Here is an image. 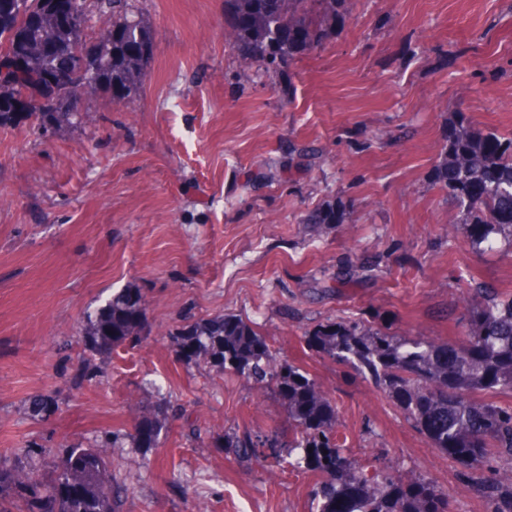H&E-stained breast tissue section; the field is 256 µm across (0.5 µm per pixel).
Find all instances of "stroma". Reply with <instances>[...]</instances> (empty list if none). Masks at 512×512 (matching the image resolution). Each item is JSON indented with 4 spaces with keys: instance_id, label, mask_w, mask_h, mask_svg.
<instances>
[{
    "instance_id": "obj_1",
    "label": "stroma",
    "mask_w": 512,
    "mask_h": 512,
    "mask_svg": "<svg viewBox=\"0 0 512 512\" xmlns=\"http://www.w3.org/2000/svg\"><path fill=\"white\" fill-rule=\"evenodd\" d=\"M133 6L154 52L130 96L86 98L45 137L0 128V461L33 444L47 472L65 446L112 434L123 512H309L315 475L224 446L287 430L284 404L169 341L181 322L236 315L330 395L359 465L424 475L455 512H483L447 454L303 334L359 318L448 342L471 281L512 294V255L449 231L432 180L458 116L512 136V0H347L288 77L240 60L224 0ZM329 201L344 221L320 234L306 218ZM125 288L143 295L139 341L88 356L86 313ZM86 356L98 371L81 380ZM39 397L55 405L37 417ZM158 403L159 446L131 447L133 408Z\"/></svg>"
}]
</instances>
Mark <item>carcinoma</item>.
<instances>
[{
	"mask_svg": "<svg viewBox=\"0 0 512 512\" xmlns=\"http://www.w3.org/2000/svg\"><path fill=\"white\" fill-rule=\"evenodd\" d=\"M347 0H224L232 47L244 60H258L280 72L309 54L336 31ZM99 14L112 17V41H86L55 24L64 11L88 13L86 0H0V59L14 70L0 78V127H15L32 116L49 132L78 116L72 95L93 84L123 99L134 91L152 55L150 30L130 10V0H97ZM35 103L32 113L23 104ZM433 181L448 193L459 223L477 251L512 250V137L490 128L459 124L434 168ZM308 224H339L336 204L312 212ZM480 300L469 310L461 336L439 342L398 336L367 321H328L306 335L317 353L348 365L392 400L431 445L459 465L465 487L479 493L484 512H512V406L493 399L512 395V295L476 286ZM137 315H132L133 309ZM142 296L125 288L86 315L88 351L110 354L141 334ZM182 360H200L223 374H235L258 388L273 389L288 409L294 438L284 442L272 429L224 435V447L239 457L279 456L288 447V465L320 477L311 490V512H452L448 491L416 473L388 467L368 470L352 461L340 442L338 410L327 392L303 368L278 361L250 322L218 316L182 324L170 332ZM275 438L272 448L254 440ZM115 440L65 450L51 476L36 473L41 448H19L18 463L0 465V512H122L125 490L112 477Z\"/></svg>",
	"mask_w": 512,
	"mask_h": 512,
	"instance_id": "carcinoma-1",
	"label": "carcinoma"
}]
</instances>
